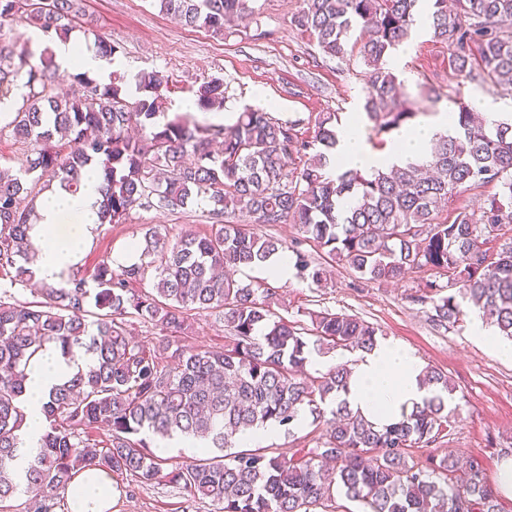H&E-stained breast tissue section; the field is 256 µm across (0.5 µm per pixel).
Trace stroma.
<instances>
[{
  "label": "stroma",
  "instance_id": "1",
  "mask_svg": "<svg viewBox=\"0 0 512 512\" xmlns=\"http://www.w3.org/2000/svg\"><path fill=\"white\" fill-rule=\"evenodd\" d=\"M255 13L247 25L231 27L217 37L202 28H189L159 13L150 0H85L83 27L71 39L84 40V28H93L119 47V60L127 75L156 70L169 78L167 112H182L187 100L208 80H221L224 108L196 111L203 124H227L245 106L266 101L272 116L300 120L302 136L314 134V117L339 113L342 121L360 116V132L370 146L389 142L366 119L364 66L359 57L342 63L323 55L315 40L290 23L300 0H253ZM402 60L394 72L403 80L412 108L432 114L459 103L512 105V89L473 82L448 66V48L430 34L414 30L401 44ZM435 87L437 97L421 94V86ZM211 222L208 205H192L170 214L155 209L131 211L125 223L99 228L81 266L93 272L103 257L128 248L140 239L145 226H159L177 236L187 228L206 231ZM447 285L446 275L421 268L386 284L354 282L341 265L330 268L321 287L293 277L279 290L280 313L296 319L303 309L329 308L355 314L379 328V339L402 342L423 365L447 374L455 390L449 408L458 418L427 446L414 449L422 462L445 455L480 459L487 481H494L503 458L512 457V361L469 338L470 318L445 327L435 326L427 305L416 295L425 282ZM112 512H216L210 501L190 491L175 489L165 479L143 485L128 475L112 478Z\"/></svg>",
  "mask_w": 512,
  "mask_h": 512
}]
</instances>
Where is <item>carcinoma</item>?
Segmentation results:
<instances>
[{"label": "carcinoma", "mask_w": 512, "mask_h": 512, "mask_svg": "<svg viewBox=\"0 0 512 512\" xmlns=\"http://www.w3.org/2000/svg\"><path fill=\"white\" fill-rule=\"evenodd\" d=\"M152 2L183 25L217 36L253 12L250 0ZM418 2L302 0L292 17L324 55L342 62L351 33L365 32L358 46L366 66L364 110L381 130L416 116L387 58L411 36ZM80 12L81 0H0V25L23 21L49 40H64ZM510 20L512 0H431L427 16L432 39L448 46L451 68L475 79L477 51L478 77L500 87H512ZM94 44L103 58L116 60L118 47L107 38L96 34ZM58 69L48 47L19 52L0 41V100L22 78L27 88L10 113H0L24 151L17 170L0 168V270L10 287L33 279L29 230L46 184L75 192L94 163L103 173V224L123 223L136 207L176 211L201 201L216 223L175 239L151 227L132 243L138 262L114 268L107 256L90 275L73 268L59 283L42 284L38 300H20L0 284V512H14L11 502L21 493L24 512H56L60 493L91 468L142 483L164 477L222 512H317L338 491L363 512H500L478 459L461 477L452 454L409 463L412 449L449 425L447 374L425 368L423 382L436 394L379 428L341 399L348 365L305 372L314 354L371 350L378 327L326 307L304 309L308 325L290 320L271 306L276 290L244 284L232 271L291 253L296 276L319 288L326 270L301 249L308 242L368 282H395L428 267L456 287L445 295L436 282L424 283L418 301L431 305L434 322L454 324L472 306L512 340V242L496 260L488 254L501 227L512 224V123L487 124L461 103L456 135L437 137L423 162L370 176L333 175L337 112L317 113L310 140L299 136L300 121L283 122L261 107H245L230 126H201L188 112L168 116V79L156 71L135 75V99L116 71L107 83L78 72L73 81L82 94L70 98L54 93ZM195 97L203 111L220 109L223 84L205 82ZM493 181L501 192L479 213L443 216L450 196ZM236 213L249 222L226 220ZM288 223L296 231L288 242L254 229ZM203 313L224 322L222 348L184 344ZM133 320L159 331L157 341L133 336ZM49 344L73 361L91 355L93 363L51 390L43 405L46 429L22 490L11 463L24 423L26 368ZM301 411L322 426L319 446L298 458L266 447L238 449L239 432L273 421L291 433ZM150 434L192 436L206 448L198 458L171 462L151 449Z\"/></svg>", "instance_id": "1"}]
</instances>
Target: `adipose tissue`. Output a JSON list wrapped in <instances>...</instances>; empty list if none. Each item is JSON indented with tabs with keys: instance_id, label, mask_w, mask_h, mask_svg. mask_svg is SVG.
Masks as SVG:
<instances>
[{
	"instance_id": "adipose-tissue-1",
	"label": "adipose tissue",
	"mask_w": 512,
	"mask_h": 512,
	"mask_svg": "<svg viewBox=\"0 0 512 512\" xmlns=\"http://www.w3.org/2000/svg\"><path fill=\"white\" fill-rule=\"evenodd\" d=\"M457 117L442 111L395 134L384 150L374 151L358 131L357 120L338 135L334 150L341 169L369 174L378 168L402 166L420 160L430 142L442 134H452ZM102 181L99 171H91L78 192L56 190L39 209L40 220L31 236L38 249L35 277L49 284L58 283L62 273L77 266L92 243L99 226ZM77 366L57 349L27 369V390L22 404L27 426L19 436V450L13 461L17 474H24L36 453L44 431L42 404L52 387L76 372ZM352 378L344 395L349 407L372 422L386 424L430 397L421 383L422 364L400 342L389 339L377 343L372 351L359 355L351 366ZM112 480L100 470L84 475V483L70 495L71 512H107L111 498L102 491Z\"/></svg>"
}]
</instances>
